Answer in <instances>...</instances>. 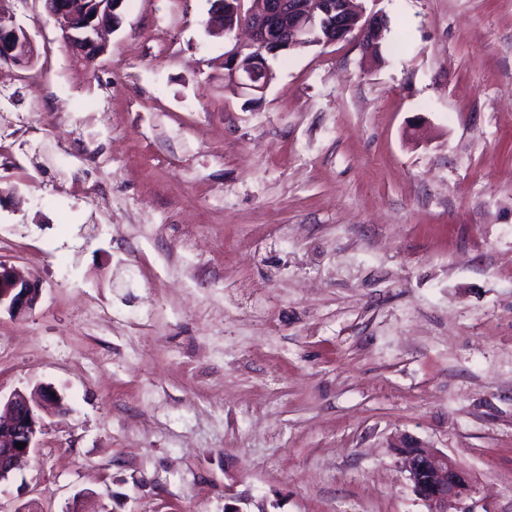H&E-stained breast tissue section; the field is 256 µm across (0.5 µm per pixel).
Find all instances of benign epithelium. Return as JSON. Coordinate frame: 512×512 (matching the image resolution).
Returning a JSON list of instances; mask_svg holds the SVG:
<instances>
[{"label":"benign epithelium","instance_id":"1","mask_svg":"<svg viewBox=\"0 0 512 512\" xmlns=\"http://www.w3.org/2000/svg\"><path fill=\"white\" fill-rule=\"evenodd\" d=\"M44 8L76 64L92 65L105 52L103 36L120 28L124 0H43ZM212 0L210 26L230 36L244 26L246 42L224 52L226 78L238 89L262 93L270 85L267 59L289 50L327 46L357 36L377 47L385 30L379 13L366 14L360 0ZM35 51L30 32L0 15V60L23 64ZM39 299L36 284L14 268L0 264V310L15 317L32 311ZM0 416V481L21 467L36 448L42 430L40 405L22 393L4 402ZM23 442V449L15 443ZM414 491L429 505V512H475L469 501L476 494L470 471L444 454L422 449L404 463Z\"/></svg>","mask_w":512,"mask_h":512}]
</instances>
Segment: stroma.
Segmentation results:
<instances>
[{"mask_svg": "<svg viewBox=\"0 0 512 512\" xmlns=\"http://www.w3.org/2000/svg\"><path fill=\"white\" fill-rule=\"evenodd\" d=\"M225 86L209 0H124L94 67L41 0L0 60V395L53 387L0 512H427L402 435L512 512V0H365ZM34 51V39L30 32L0 14V60L23 65L25 57ZM39 299L36 284L23 279L13 267L0 263V312L20 317L32 311Z\"/></svg>", "mask_w": 512, "mask_h": 512, "instance_id": "obj_1", "label": "stroma"}]
</instances>
